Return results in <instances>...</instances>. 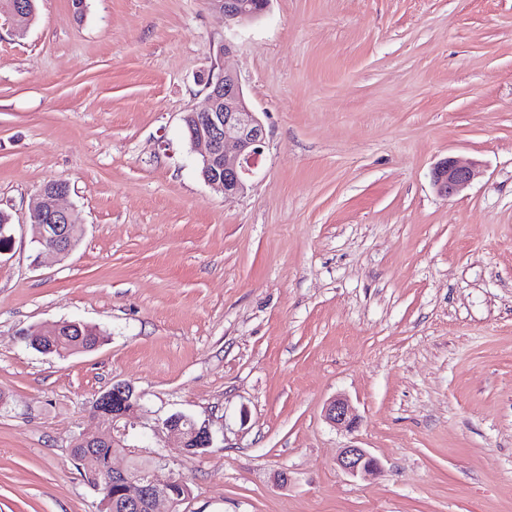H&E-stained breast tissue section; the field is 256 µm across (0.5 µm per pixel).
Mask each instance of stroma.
<instances>
[{"label":"stroma","instance_id":"35a3bbf8","mask_svg":"<svg viewBox=\"0 0 512 512\" xmlns=\"http://www.w3.org/2000/svg\"><path fill=\"white\" fill-rule=\"evenodd\" d=\"M85 3L0 15V512H100L70 446L115 382L142 409L113 466L159 460L186 512H512V0H272L232 28L204 0ZM219 64L267 130L233 197L184 132ZM448 156L483 168L451 199ZM53 179L84 229L63 259L29 220ZM59 321L104 339L28 346ZM176 412L213 447H168ZM349 445L380 470L341 471ZM91 327L93 332L87 333L88 327L77 321L59 322L51 327L34 326L27 333V340L35 341L36 345L41 341L43 344L40 348L44 350L45 353L54 352L56 348V353L54 355L59 357L62 353H67L71 347L69 352L66 354V356H69L70 354L92 351L97 347L95 346L97 343H101L104 338L103 331L97 327ZM63 328H67V331L61 332ZM84 331L87 333L85 336ZM60 332L61 335L59 336ZM67 332L72 334L70 335ZM53 336H57L54 342L55 346L53 345ZM72 336L76 337L73 341ZM84 342L89 346L95 347L88 348L87 345L85 346ZM325 419L337 429L352 430L355 427L357 414L349 399L338 395L325 408Z\"/></svg>","mask_w":512,"mask_h":512}]
</instances>
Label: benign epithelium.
<instances>
[{"mask_svg":"<svg viewBox=\"0 0 512 512\" xmlns=\"http://www.w3.org/2000/svg\"><path fill=\"white\" fill-rule=\"evenodd\" d=\"M271 0H206L208 8L222 16L227 27L240 26L259 20L267 11ZM198 80L209 89L207 106L196 112L197 124L188 127V139L192 146L200 149L205 175L204 181L226 196L244 193L246 180L257 168L263 152L267 132L265 125L246 102L242 85L236 73L222 70L214 73L204 71ZM481 174L476 161L462 162L449 157L437 164L432 171V182L437 194L452 198L467 188ZM70 191L68 182L53 180L41 187L30 207L34 241L43 245L44 250L65 257L77 246L74 234L76 221L62 201ZM74 336L69 353L90 351L83 341L88 327L77 321L59 322L51 327L35 326L27 333V340L42 343L46 353L55 351L53 337L62 329ZM140 395L134 388L122 382L112 384L94 402L91 416L108 418L111 429L97 431L91 437H76L73 444L85 448L80 462L88 468L96 465V455L91 447L98 441H122L127 435L124 421L137 410ZM179 415L173 414L163 421L175 447L184 449L193 444L198 449L210 448L214 435L210 425L197 423L187 416L192 432L186 433ZM325 419L338 429L350 430L355 427L357 414L349 399L342 395L332 399L325 408ZM337 464L346 474L365 479L379 469V461L366 449L347 446L341 449ZM185 485V480L170 474L165 478L156 472L133 475L130 471L112 470L107 487L114 488L115 497L123 512H156L161 501L170 504V512L190 497L191 490L178 495L176 488Z\"/></svg>","mask_w":512,"mask_h":512,"instance_id":"benign-epithelium-1","label":"benign epithelium"}]
</instances>
